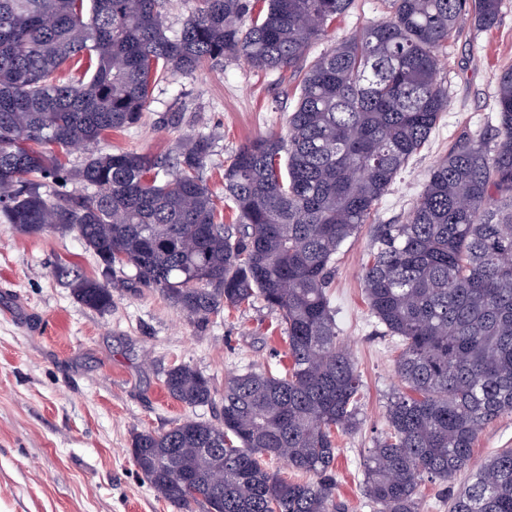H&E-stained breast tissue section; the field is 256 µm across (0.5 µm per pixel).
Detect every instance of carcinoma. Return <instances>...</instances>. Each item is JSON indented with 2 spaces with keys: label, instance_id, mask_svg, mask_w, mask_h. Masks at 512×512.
<instances>
[{
  "label": "carcinoma",
  "instance_id": "1",
  "mask_svg": "<svg viewBox=\"0 0 512 512\" xmlns=\"http://www.w3.org/2000/svg\"><path fill=\"white\" fill-rule=\"evenodd\" d=\"M263 2L247 26L255 0H198L169 35L160 0H0V222L76 233L101 277L77 273L71 287L95 311L112 308L124 267L198 322L256 300L274 309L289 364L229 376L218 423L135 433L132 461L180 509L344 512L334 432L356 425L363 384L327 295L336 253L372 223L448 109L440 49L467 20L494 27L502 0H390L389 18L310 60L351 0ZM228 59L304 70L286 134L241 146L224 168L236 232L201 176L209 135L184 138L162 179L147 153L63 162L71 146L139 124L157 81ZM71 64L81 74L62 79ZM495 121L490 135L458 137L404 223L374 227L363 287L396 343L400 385L364 464L373 512H421L422 483L467 468L483 429L512 414V68L497 78ZM60 182L84 192L44 191ZM163 384L187 406L212 402L210 379L187 365ZM273 461L307 478H282ZM448 512H512V448L490 456Z\"/></svg>",
  "mask_w": 512,
  "mask_h": 512
}]
</instances>
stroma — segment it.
I'll return each mask as SVG.
<instances>
[{"instance_id":"stroma-1","label":"stroma","mask_w":512,"mask_h":512,"mask_svg":"<svg viewBox=\"0 0 512 512\" xmlns=\"http://www.w3.org/2000/svg\"><path fill=\"white\" fill-rule=\"evenodd\" d=\"M390 14L389 0H353L310 56ZM441 60L438 78L448 86L449 107L379 202L375 224L401 223L430 167L461 134L490 124L497 77L512 68V0H503L493 29L463 28L444 45ZM300 80L294 68L262 71L235 60L168 76L155 85L139 125L73 151L67 164L81 165L92 151L170 158L185 136L205 133L214 147L202 176L223 196L224 168L240 146L285 132ZM373 226L341 245L328 289L338 339L363 380L358 424L336 434V495L347 512H370L364 462L387 429V403L398 385L397 352L371 316L362 284ZM61 264L90 277L99 273L76 234L26 236L0 224V512H177L133 464L132 436L162 433L187 418L217 422L222 403L176 401L163 387L165 370L190 366L220 392L229 375L287 365L278 314L258 301L197 322L141 287L130 267L114 274L112 308L101 313L73 297L56 275ZM506 448H512V414L479 435L472 467Z\"/></svg>"}]
</instances>
